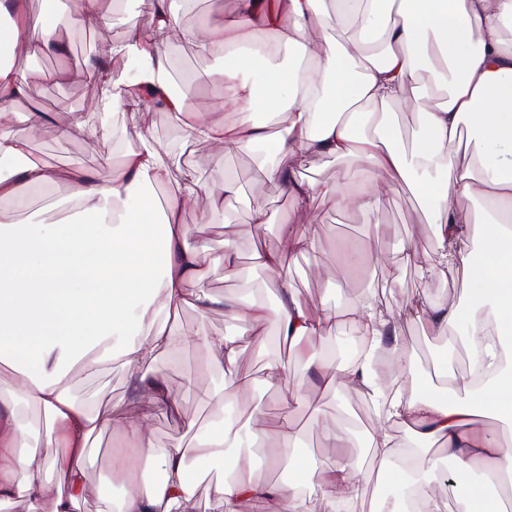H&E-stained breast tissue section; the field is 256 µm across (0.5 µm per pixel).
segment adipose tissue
Listing matches in <instances>:
<instances>
[{
    "label": "adipose tissue",
    "instance_id": "1",
    "mask_svg": "<svg viewBox=\"0 0 512 512\" xmlns=\"http://www.w3.org/2000/svg\"><path fill=\"white\" fill-rule=\"evenodd\" d=\"M236 17L214 27L200 23L192 37L204 51L224 48V65L209 74L230 88L224 104L237 114L192 111L186 98L172 95L170 64L157 41L133 33L112 44L107 56L88 67L106 84L105 107L114 112L151 110L163 99L181 114L189 139L226 150L265 141L263 126L252 122L255 102L270 116H285L277 137L278 160L267 181L296 202L315 194L336 196L344 206L365 212L381 208L390 183L411 184L425 211L439 212L443 245L438 266L423 278L464 273L474 304L419 300L417 320L438 333L462 332L471 347H484L489 378L474 385L470 372L448 377V395L431 396L413 363L397 343L395 329L371 301L353 309L315 312L294 294L285 255L314 251L316 227L281 226V247L257 255L281 298L269 306L248 296L232 300L200 288L206 253L188 244L180 212L200 192L213 207L231 205L238 189L224 180L205 190L193 177L173 182V158L146 137L128 145L119 167L80 172L72 177L76 214L51 224L14 223L0 211V363L22 370L13 383L0 384V505L29 504L30 512H75L87 496L85 474L89 441L103 434L128 440L141 459L160 474L147 480L117 471L129 488L120 512H195L196 485L189 477L188 450L176 440L157 447L147 415L121 417L94 410L65 389L61 380L75 363L95 370L116 358L132 372L134 399L172 408L177 394L154 369L159 358L193 344L217 367L235 366L236 340L211 335L205 322L223 309L247 322L255 335L295 347L307 366L316 367L326 389L339 387L384 402L387 423L406 426L424 440L440 441L456 463L451 482L437 478L436 459L400 470L404 449L395 447L386 426L377 428L371 446L378 476L391 482L401 471L410 488L436 482L424 495L428 512H446L448 500L465 512H499L500 492L512 490V454L484 432L481 419L493 415L512 424V0H238ZM17 18L0 29V46L16 47L36 37V50L63 51L55 25L31 14L26 0H0V14ZM130 58L137 77L128 82L112 74L114 58ZM446 83L445 94L427 97L421 132L405 151L387 108L405 99L421 65ZM30 76L0 66V199H18L21 189L53 184L57 173L34 156L27 140L12 135L5 121L27 94ZM339 161L332 182H305L297 169L310 156ZM366 162L355 190H347V163ZM171 190L165 214H157L145 191ZM484 200L486 217L472 228L467 203ZM190 305L200 324L186 336L171 316ZM346 324L367 347L363 361L340 362L335 351L308 352L307 342L324 338ZM388 359L386 377L374 368ZM248 388L236 378L210 392L224 403L219 430H197L196 446L220 459L238 447L242 435L259 441L265 427L242 426L234 401ZM35 406L53 453L35 460L31 431L21 406ZM311 489L323 499H358L363 489L356 468L346 462L322 469ZM214 512H241L263 505L268 512H307L301 485L270 484L254 476L251 463L235 469L212 490Z\"/></svg>",
    "mask_w": 512,
    "mask_h": 512
}]
</instances>
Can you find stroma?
Returning <instances> with one entry per match:
<instances>
[{
  "label": "stroma",
  "instance_id": "obj_1",
  "mask_svg": "<svg viewBox=\"0 0 512 512\" xmlns=\"http://www.w3.org/2000/svg\"><path fill=\"white\" fill-rule=\"evenodd\" d=\"M200 2L201 11L191 12L186 10L183 0H178L177 21L173 28L164 32L160 44L174 65L175 77L185 76L192 81L193 110L206 112L224 103V88L205 78L206 72L220 65L221 58L200 51L190 33L202 19L216 27L224 26L228 19L236 16L237 0ZM129 34V28L120 29L110 23L92 29L91 42L81 61L75 63L70 56L77 35L71 31L61 33L65 51L47 54L46 68L69 72V80L33 82L30 89L36 95L35 100L16 105V115L11 122L13 133L30 138L33 154L56 170L59 177L32 204L22 206L5 201L0 203V208L12 212L16 220L25 224L36 217L48 222L57 220L61 216L60 206L69 202L71 167L93 171L107 163L119 165L126 145L137 141L139 136H147L158 147L179 150L180 164L173 169V180H182L189 173L200 182L217 186L228 176L239 186L237 201L226 209L213 210L209 197L203 194L181 214V222L189 230V244L205 248L210 255L211 263L202 281L206 290L227 297L248 291L255 299L276 304L277 283L252 259L257 246L268 250L279 248L283 216H290L292 225L299 228L318 225L320 237L316 252L285 259L297 298L309 307L326 311L374 301L382 310L393 313L399 344L411 355L419 374L432 378V351L443 338L413 317L411 304L423 298L434 302L454 300L465 305L473 301L463 276H437L429 281L420 276V265H434L439 260L438 214L424 212L412 189L402 182L393 186L383 208L372 214L343 207L336 197L320 194L300 206L263 176V166L276 159L273 141L234 147L220 154L207 144L187 140L182 116L160 109L100 114L98 107L106 95V87L88 76L86 64L104 56L113 43L126 40ZM434 89L432 77L421 75L413 84L407 101L390 105L404 144H411L415 139L419 107L424 95ZM34 110L49 115L35 131L26 119ZM77 115L85 122L84 132L62 136V129ZM103 121L109 127L105 136L96 132ZM258 195L264 198L269 216L268 224L260 231L250 222V207ZM407 244L415 249L410 261L402 256ZM228 245L234 248L238 259L239 275L234 279L225 278L221 262ZM366 245L373 249L371 257L356 265L347 262L346 249L357 250ZM208 327L212 335L238 340L240 356L234 373L250 383L249 396L240 402L238 410L244 414L262 413L269 430L262 446H253L245 439L239 447L226 449L220 460L209 459L199 452L189 457V469L198 483L196 512H210L211 489L223 479L227 465L238 456H252L258 476L265 481L284 482L285 469L270 468L265 462L269 450L281 445L272 424L283 414L289 415L300 436V479H307L309 472L339 461L357 463L360 470L362 500L344 507L313 497L308 501L310 512H368L369 497L379 491L369 475V434L384 423L395 445L407 446L411 440L405 429L386 423L383 414L359 393L343 388L324 390L313 369L296 359L291 350L255 336L246 323L231 315L220 310L212 312ZM272 359L287 367L290 385L299 396L297 403H289L287 393L267 385L265 366ZM157 367L177 391L179 412L175 415L163 410L152 412L150 426L155 444L163 446L185 437L186 425L191 421L217 430L224 419V406L203 400L202 394L220 384L223 375L206 354L189 345L175 355L161 357ZM130 377V370L119 362L100 365L92 376L77 363L69 369L62 384L90 407L123 412L130 410L132 404ZM340 425L348 427V436L339 443L328 440V433ZM113 445L114 439L109 435L94 441L95 455L87 469V483L92 493L80 503L77 512H110L114 499L121 497V486L110 479Z\"/></svg>",
  "mask_w": 512,
  "mask_h": 512
}]
</instances>
